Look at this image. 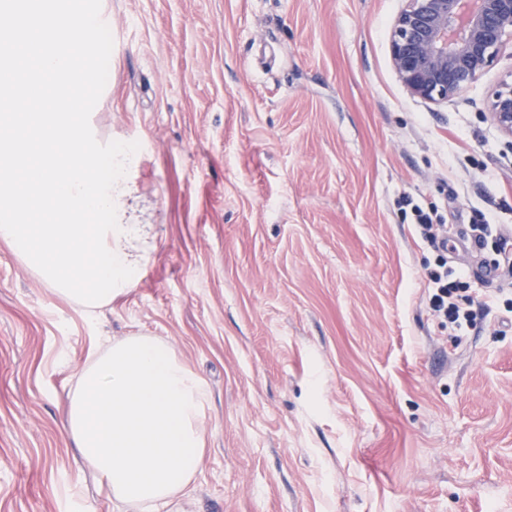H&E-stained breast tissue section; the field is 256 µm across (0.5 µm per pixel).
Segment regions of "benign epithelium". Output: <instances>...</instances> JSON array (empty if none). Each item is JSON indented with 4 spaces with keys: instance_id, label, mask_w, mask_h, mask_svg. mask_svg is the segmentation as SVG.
I'll list each match as a JSON object with an SVG mask.
<instances>
[{
    "instance_id": "1",
    "label": "benign epithelium",
    "mask_w": 512,
    "mask_h": 512,
    "mask_svg": "<svg viewBox=\"0 0 512 512\" xmlns=\"http://www.w3.org/2000/svg\"><path fill=\"white\" fill-rule=\"evenodd\" d=\"M512 47V0H407L391 33V62L408 92L431 102L461 97ZM512 138V80L488 104Z\"/></svg>"
}]
</instances>
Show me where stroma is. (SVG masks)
Returning <instances> with one entry per match:
<instances>
[{"mask_svg":"<svg viewBox=\"0 0 512 512\" xmlns=\"http://www.w3.org/2000/svg\"><path fill=\"white\" fill-rule=\"evenodd\" d=\"M404 0H102L92 112L138 142L136 288L89 317L0 243V512H125L75 458L67 393L100 345L170 344L211 392L181 512H512V276L470 218L512 230V138L485 103L412 97L390 59ZM435 206L489 314L453 337L436 256L398 202Z\"/></svg>","mask_w":512,"mask_h":512,"instance_id":"35a3bbf8","label":"stroma"}]
</instances>
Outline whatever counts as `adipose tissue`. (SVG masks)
<instances>
[{"mask_svg": "<svg viewBox=\"0 0 512 512\" xmlns=\"http://www.w3.org/2000/svg\"><path fill=\"white\" fill-rule=\"evenodd\" d=\"M209 399L172 346L135 334L95 353L79 372L65 431L118 502L179 512L203 455Z\"/></svg>", "mask_w": 512, "mask_h": 512, "instance_id": "adipose-tissue-1", "label": "adipose tissue"}]
</instances>
